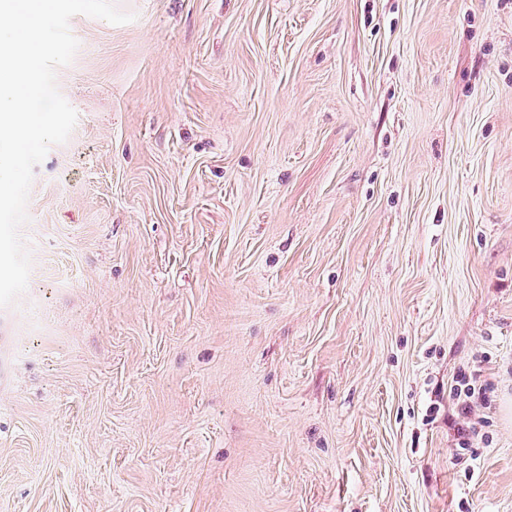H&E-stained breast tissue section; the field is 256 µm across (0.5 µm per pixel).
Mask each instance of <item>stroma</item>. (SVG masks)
I'll return each mask as SVG.
<instances>
[{
    "mask_svg": "<svg viewBox=\"0 0 512 512\" xmlns=\"http://www.w3.org/2000/svg\"><path fill=\"white\" fill-rule=\"evenodd\" d=\"M114 2L0 307V512H512V0Z\"/></svg>",
    "mask_w": 512,
    "mask_h": 512,
    "instance_id": "obj_1",
    "label": "stroma"
}]
</instances>
